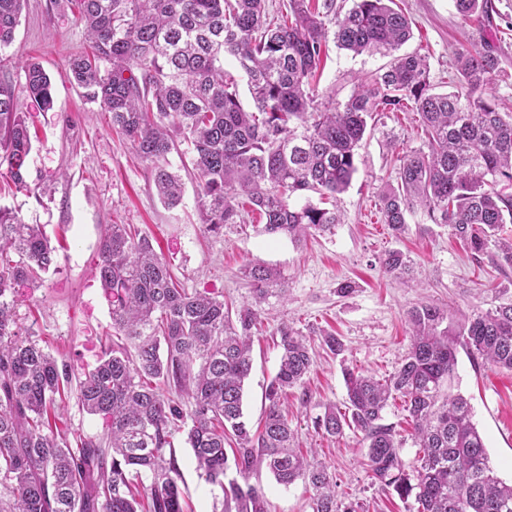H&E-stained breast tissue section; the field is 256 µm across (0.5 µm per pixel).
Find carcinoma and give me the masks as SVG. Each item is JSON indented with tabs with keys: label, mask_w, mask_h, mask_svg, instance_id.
Returning <instances> with one entry per match:
<instances>
[{
	"label": "carcinoma",
	"mask_w": 512,
	"mask_h": 512,
	"mask_svg": "<svg viewBox=\"0 0 512 512\" xmlns=\"http://www.w3.org/2000/svg\"><path fill=\"white\" fill-rule=\"evenodd\" d=\"M25 0H0V51L14 42ZM88 50L71 58L74 80L100 100L112 130L151 166L160 200L183 198L181 176L167 155L177 139L190 144L198 211L208 232L245 223L257 212L262 232L299 241L343 223L321 207L342 193L357 170L368 119L377 112H416L426 149L398 157L396 184L380 195L383 223L396 234L422 211L466 241L475 258L489 255L512 269V111L486 90L499 69L490 49L455 50L460 89L438 92L426 57L396 54L413 35L393 0H355L344 14L335 0H288L270 14L267 0H69ZM470 17L487 0H454ZM355 55L392 56L365 76L341 106L323 101L312 83L328 39ZM232 57L247 78L252 107L239 99L224 71ZM109 67L101 68V63ZM25 89L41 111L52 107L51 81L38 63L25 65ZM31 150L26 116L13 86L0 80V166L18 191ZM305 203L295 206L292 197ZM96 274L111 307L112 331L126 344L102 352L78 379V403L104 420L99 438L70 442L53 427L56 396L72 382L67 365L22 329L16 287L36 283L55 265L38 224H23L0 207V512H184L173 435L185 429L200 476L224 491V512H270L264 493L224 483L229 464L246 477L264 466L283 486L312 487V512H358L336 498V481L294 447L282 400L304 383L313 359L302 334L278 326L280 367L269 383L263 428L251 433L243 414L251 370L253 329L261 304L288 296L281 272L247 263L250 301L235 308L224 295L188 290L173 280L170 262L128 224H110L98 245ZM386 273H406L408 261L390 251ZM410 347L401 366L377 378L344 370V407H324L316 432L344 428L362 434L364 469L372 483L417 512H512V484L490 466L468 402L443 396L458 349L512 371V303L460 321L422 303L407 313ZM401 398L419 448L414 474L405 472L394 426L383 423Z\"/></svg>",
	"instance_id": "carcinoma-1"
}]
</instances>
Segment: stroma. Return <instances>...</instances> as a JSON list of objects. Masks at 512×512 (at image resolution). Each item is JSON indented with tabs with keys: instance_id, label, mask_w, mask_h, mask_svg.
<instances>
[{
	"instance_id": "stroma-1",
	"label": "stroma",
	"mask_w": 512,
	"mask_h": 512,
	"mask_svg": "<svg viewBox=\"0 0 512 512\" xmlns=\"http://www.w3.org/2000/svg\"><path fill=\"white\" fill-rule=\"evenodd\" d=\"M491 22L460 16L454 0H395L411 20L408 52H419L429 64V80L437 90L457 83L453 52L461 47L492 45L500 69L491 90L501 103L512 104V0H491ZM87 46L67 0H26L9 49L14 63L0 72L11 81L20 111L29 113L32 148L26 161L30 192L9 188L7 167L0 166V206L22 223L42 225L55 247V268L37 287L19 288L16 298L21 327L30 329L42 346L73 376L93 368L112 333L108 301L95 274L98 240L106 225L131 224L149 237L157 252L172 263L183 287L223 293L242 304L247 290L240 274L247 262L281 270L288 298L267 300L262 329L255 336L253 364L245 383L244 414L257 428L264 412V390L278 369L280 351L275 332L280 323L302 331L314 364L303 388L288 395V419L303 448L326 466L336 481L338 499L361 505L363 512H417L414 499L383 491L366 476L360 432L321 435L315 418L325 405H343L347 395L345 368L385 377L401 365L409 349L405 313L420 303L446 307L452 318L512 302V270L496 268L489 258H473L448 226L411 217L402 236L383 224L382 190L396 178L397 163L389 148L400 151L424 145L419 117L412 112L377 116L358 150L357 171L336 205L345 221L332 231L294 243L285 236L263 234L262 218L205 232L197 209L196 182L185 177L180 205L166 207L159 199L150 166L137 159L130 145L113 132L99 102L72 79L68 62ZM39 63L52 84L50 111L36 110L25 89L26 61ZM389 62L381 54L352 55L330 47L317 83L320 98L344 103L358 78ZM391 250L409 257L411 272L401 278L384 273L381 260ZM350 282V293H340ZM335 334L344 349L333 354L322 332ZM454 392L467 398L497 475L512 482V372L483 364L459 352ZM59 424L69 440L101 436L103 421L88 414L68 394L59 408ZM185 512H221L223 492L200 478L184 433L174 437ZM261 487L271 512H311V489L298 481L276 483L267 470L249 478Z\"/></svg>"
}]
</instances>
